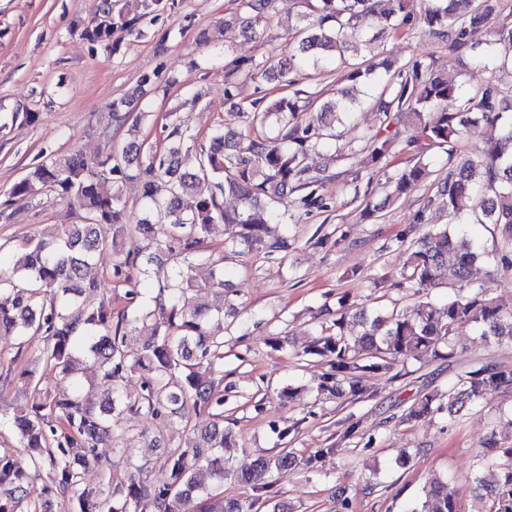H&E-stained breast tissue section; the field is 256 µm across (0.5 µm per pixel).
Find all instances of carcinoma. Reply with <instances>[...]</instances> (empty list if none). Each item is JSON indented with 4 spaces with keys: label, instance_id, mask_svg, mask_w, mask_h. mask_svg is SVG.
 Returning a JSON list of instances; mask_svg holds the SVG:
<instances>
[{
    "label": "carcinoma",
    "instance_id": "1",
    "mask_svg": "<svg viewBox=\"0 0 512 512\" xmlns=\"http://www.w3.org/2000/svg\"><path fill=\"white\" fill-rule=\"evenodd\" d=\"M161 2L139 0L136 10L119 13L118 23L127 32L137 33L140 22ZM238 2L242 10L229 13L224 22L237 24L247 39L290 5V0ZM373 2L304 0L306 12L299 16L304 25L296 28L297 53L259 64L246 58L232 60L225 65V92L231 93L241 74L288 86V74L305 59L316 65L323 56L369 53L378 39L374 30L397 33L417 19L413 0H387L390 7L381 11ZM471 2L428 0L423 20L441 38L454 35L450 50L455 53L475 50L469 44L470 30L491 25L493 40L477 53L479 64L486 70L512 67V58H502L494 51L498 44L512 45V14L498 15L496 0H481L473 9ZM107 13L106 19L92 20L82 30L88 43L105 50L112 48L116 23L110 16L112 9ZM378 67L384 69V75L375 106L383 123L388 125L405 114L415 118L413 132L404 140L408 150L444 148L451 156L468 127L479 119L502 122L500 138L485 142L472 157L448 168L437 198H427L417 220H425V212L433 210L437 199L455 218L461 200L474 195V223L493 225L512 250V97L489 82L466 90L433 63L396 67L388 60L378 65L364 60L350 67L346 79L364 81ZM354 106L348 97L339 107L334 100L316 97L307 98L302 106L286 96L264 105L254 101L247 110L238 107L242 126L217 128L198 147L196 137L170 113L166 116L170 131L162 148L132 142L121 157L108 154L93 162L72 153L31 167L15 184L14 198L24 199L31 185L38 183L84 212V223L66 225L58 242L30 240L22 246L12 272L0 269V335L44 336L42 361L67 376L77 372L80 355L103 369L105 400L100 405H91L75 391L63 392L48 395L45 404L13 417L20 444L28 449L27 464L48 467L53 486L76 496L80 512L101 510L92 492L80 489L81 471L76 461L88 463L95 448L112 441V428L120 416L133 410L143 409L167 421L184 419L189 409L202 408L211 421L193 432L185 446L168 452L164 484L111 481L109 512H188L187 505L194 500L199 512H244L236 500L215 504L200 498V464H205L210 477L218 482L233 474L240 484L259 491L261 476L296 462L292 452L261 456L251 470L236 474L224 459V448L232 438V429L224 426V392L220 390L224 337L206 329L211 304L203 302L187 312L179 306V293L186 285L206 295L224 296V270L203 283L191 275L195 262L205 258L202 245L218 221L240 228L230 239L233 254L259 247L271 252L288 248L286 233L269 242L264 239L268 225L284 223L272 204L290 190L306 208L324 206L321 189L328 178L326 172L329 163L341 155L328 152L327 164L321 169L309 166L308 158L312 153L327 152L328 141L334 137L331 130L336 112L350 114ZM303 108L316 113L312 121H298ZM272 116L277 119L278 132L269 136L264 128ZM368 142L367 155L358 160L365 170L389 156L392 144L377 133ZM129 169L136 171L146 207L166 209L169 223L155 225L146 215L129 224L119 195L102 190V183L115 174L127 175ZM425 175L426 164L409 159L389 181L387 198L411 195ZM224 195L237 197L242 210L225 211L219 202ZM111 228L146 242L128 250L113 266V277L129 287V302L138 296V287L162 273L169 291L155 308L129 306L118 313L115 322L112 303L103 301L91 308L79 302L80 296L100 288L86 274L95 255L118 247L117 235H108ZM404 252L402 280L396 287L429 288L444 283L451 285L452 293L441 303L421 299L402 313L370 314L360 309L353 314L359 327L353 336L345 331V313L329 326L320 325L307 353L328 358L330 372L323 377V389L332 391L336 383L346 381L354 394L363 395L366 374L385 373L400 360L436 352L465 323L475 325L489 340L512 343V310H504L487 288L473 282L475 263L489 256L477 239L458 225L427 224ZM130 335L142 338L140 352L128 350ZM202 363L207 367L204 374L197 371ZM135 371L141 372L142 394L132 403L116 390L114 381ZM509 390L512 368L481 366L465 372L448 387L447 406L440 404V396L426 394L404 414V420L411 422L443 409L455 418L478 407L487 393ZM487 445L490 453L479 459L477 466L494 464L501 477L493 485L475 479L471 495L484 503L481 512H512V448H498L493 440ZM23 478L21 462L0 456V512H17L27 497ZM412 512H463L460 494L448 481L435 478L425 500Z\"/></svg>",
    "mask_w": 512,
    "mask_h": 512
}]
</instances>
